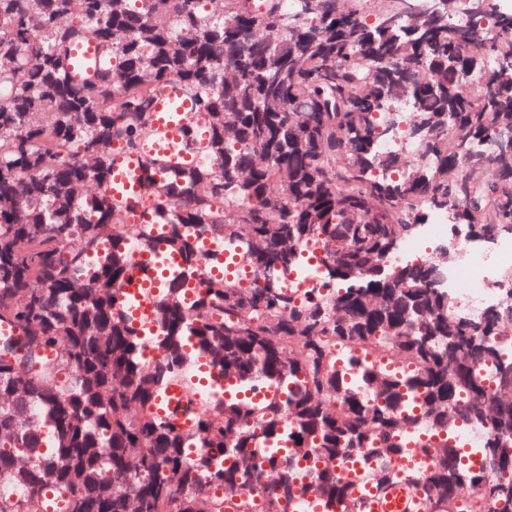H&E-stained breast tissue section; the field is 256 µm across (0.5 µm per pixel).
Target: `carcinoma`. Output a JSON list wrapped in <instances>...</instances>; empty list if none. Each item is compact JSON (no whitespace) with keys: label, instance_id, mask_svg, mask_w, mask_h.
<instances>
[{"label":"carcinoma","instance_id":"obj_1","mask_svg":"<svg viewBox=\"0 0 512 512\" xmlns=\"http://www.w3.org/2000/svg\"><path fill=\"white\" fill-rule=\"evenodd\" d=\"M482 6L476 29L455 0L419 18L377 0L372 21L339 0H0V323L18 331L0 337V512L49 490L63 512H251L254 492L264 512H359L357 477L412 486L424 512H512V302L463 311L434 284L441 258L375 266L431 212L512 230V17ZM87 37L102 64L77 81ZM173 85L197 108L184 148L209 162L151 186L166 251L194 274L203 230L271 276L211 275L191 301L164 280L148 364L128 251L88 256L127 224L112 139L137 149ZM402 139L419 155L381 149ZM312 247L333 293L282 286ZM192 361L292 388L209 400ZM178 381L182 418H164ZM467 424L485 435L468 451Z\"/></svg>","mask_w":512,"mask_h":512}]
</instances>
